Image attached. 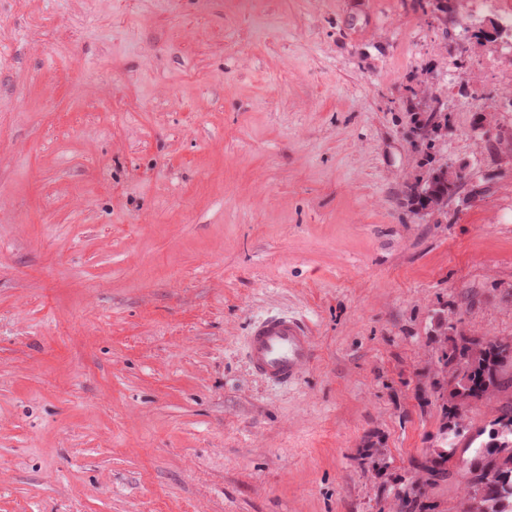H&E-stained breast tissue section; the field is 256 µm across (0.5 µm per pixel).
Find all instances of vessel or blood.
<instances>
[{
	"mask_svg": "<svg viewBox=\"0 0 512 512\" xmlns=\"http://www.w3.org/2000/svg\"><path fill=\"white\" fill-rule=\"evenodd\" d=\"M253 373L274 388L297 384L315 360L309 324L301 317L278 312L255 321L246 340Z\"/></svg>",
	"mask_w": 512,
	"mask_h": 512,
	"instance_id": "obj_1",
	"label": "vessel or blood"
}]
</instances>
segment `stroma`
Listing matches in <instances>:
<instances>
[{"label": "stroma", "instance_id": "35a3bbf8", "mask_svg": "<svg viewBox=\"0 0 512 512\" xmlns=\"http://www.w3.org/2000/svg\"><path fill=\"white\" fill-rule=\"evenodd\" d=\"M410 3L0 0V512H387L446 324L512 337V40L462 38L512 0ZM275 312L288 388L245 357ZM416 6L425 14L430 13L445 23L449 19L455 23L464 0H415ZM415 107L417 109L416 112H430L425 125H431L436 131L448 128L447 113H444L443 118L441 117V114H443L441 112H450V108L447 103L430 97L417 101ZM437 114H439V117ZM439 172H446V175L441 173L439 176H435ZM462 179L461 174L450 175L447 169L440 167L432 171L430 178L424 184L410 185L412 200L420 210L447 214L448 201L457 194ZM253 373L273 388L297 384L315 360L309 324L301 317L278 312L255 321L246 340Z\"/></svg>", "mask_w": 512, "mask_h": 512}]
</instances>
